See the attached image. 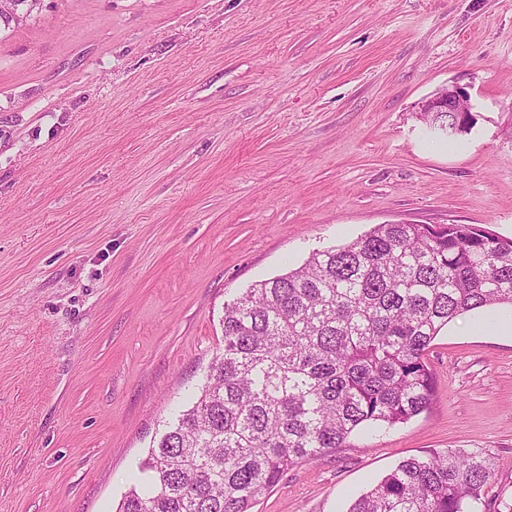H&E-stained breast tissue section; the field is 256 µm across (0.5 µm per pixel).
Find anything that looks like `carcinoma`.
<instances>
[{
  "label": "carcinoma",
  "instance_id": "1",
  "mask_svg": "<svg viewBox=\"0 0 512 512\" xmlns=\"http://www.w3.org/2000/svg\"><path fill=\"white\" fill-rule=\"evenodd\" d=\"M512 305V239L472 224H379L224 305V346L149 449L117 512H251L295 464L429 406L442 329ZM489 458L405 459L347 512H476Z\"/></svg>",
  "mask_w": 512,
  "mask_h": 512
}]
</instances>
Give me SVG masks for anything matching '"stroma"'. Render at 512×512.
<instances>
[{"mask_svg": "<svg viewBox=\"0 0 512 512\" xmlns=\"http://www.w3.org/2000/svg\"><path fill=\"white\" fill-rule=\"evenodd\" d=\"M448 85L451 141L418 116ZM388 222L512 238V0H41L0 32V512H115L225 304ZM506 311L435 338L428 410L252 512H346L447 448L512 512ZM419 112H421V119L430 130L444 135H447L448 132V139L455 137L454 134L448 131L449 113L458 118L459 135L467 133V129L460 133L461 126L466 127L470 123V119L471 125L474 122L472 106L469 103L467 93L463 88L454 85L440 89L429 99L425 100ZM440 115L444 116V119L446 118L445 123L442 119L438 121ZM470 126L467 128L470 129Z\"/></svg>", "mask_w": 512, "mask_h": 512, "instance_id": "35a3bbf8", "label": "stroma"}]
</instances>
